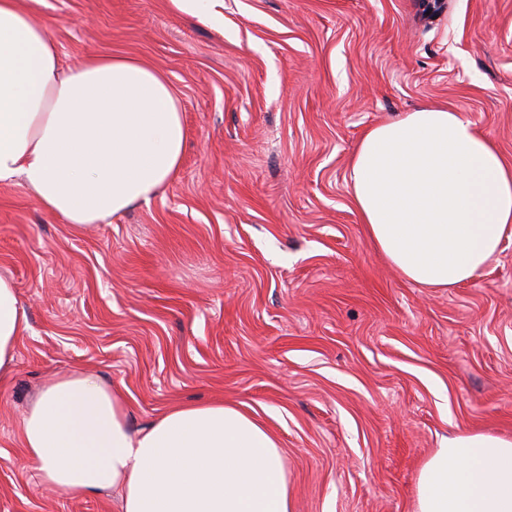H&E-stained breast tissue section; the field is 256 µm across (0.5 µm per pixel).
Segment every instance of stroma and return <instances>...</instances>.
Instances as JSON below:
<instances>
[{"label":"stroma","instance_id":"35a3bbf8","mask_svg":"<svg viewBox=\"0 0 512 512\" xmlns=\"http://www.w3.org/2000/svg\"><path fill=\"white\" fill-rule=\"evenodd\" d=\"M63 65L164 72L187 132L150 203L74 229L0 184V276L28 316L0 378V512H120L42 486L19 433L74 371L120 388L132 429L232 403L283 452L294 512H414L444 437L512 436V232L473 281L431 290L376 250L350 193L364 133L431 104L512 164V0H33ZM182 12L196 17L205 24L217 23L222 15L217 9L224 6L223 0H172Z\"/></svg>","mask_w":512,"mask_h":512}]
</instances>
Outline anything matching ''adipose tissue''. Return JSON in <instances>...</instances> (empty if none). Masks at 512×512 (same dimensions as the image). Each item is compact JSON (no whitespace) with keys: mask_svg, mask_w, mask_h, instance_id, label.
<instances>
[{"mask_svg":"<svg viewBox=\"0 0 512 512\" xmlns=\"http://www.w3.org/2000/svg\"><path fill=\"white\" fill-rule=\"evenodd\" d=\"M186 131L168 78L138 59L63 66L47 27L0 0V183L22 180L74 228L150 202L178 172ZM349 177L380 254L422 288L472 281L512 229V166L462 113L424 106L370 127ZM27 316L0 276V371ZM41 483L71 497L121 495V512H294L280 446L253 416L192 403L135 432L119 389L52 380L20 421ZM415 512H512V436L445 438L422 464Z\"/></svg>","mask_w":512,"mask_h":512,"instance_id":"obj_1","label":"adipose tissue"}]
</instances>
